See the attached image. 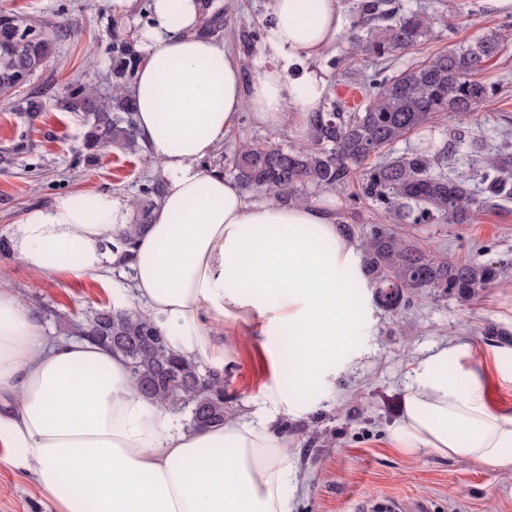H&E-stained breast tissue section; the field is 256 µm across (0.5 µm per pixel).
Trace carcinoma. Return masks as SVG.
<instances>
[{
  "mask_svg": "<svg viewBox=\"0 0 512 512\" xmlns=\"http://www.w3.org/2000/svg\"><path fill=\"white\" fill-rule=\"evenodd\" d=\"M203 25L199 34L211 36L224 27L223 10L214 0H200ZM428 17L411 12L380 29L352 30L346 37L354 55L384 60L421 44L428 36ZM64 24L38 25L15 13L0 10V94L9 96L24 87L51 55L55 44L67 39ZM497 34L477 43L439 53L425 63L389 76L379 68L364 76L367 105L361 112H343L331 102L308 116L309 141L282 148L247 141L234 157L230 174L245 189L294 199L302 189L342 190L357 184L354 201L411 224H469L476 205L496 206L512 200V155L500 151L477 159L485 168L483 200L472 197L461 177L436 171L448 158V148L431 135L396 156L371 164L369 159L385 147L405 141L445 112L460 117L474 111L498 91L495 82L477 78L485 63L500 49ZM142 53L135 41L112 43V94L97 96L73 85L64 107L80 116L86 127L84 148L89 155L118 149L136 155L143 151L135 113L126 90L133 81ZM166 189L159 180L141 184L132 204L134 223L113 235L106 244L119 255L117 265L132 272L130 251L135 235L151 223ZM365 262L379 302L400 307L409 295L438 288L460 299L487 288L498 268L481 261L438 258L416 244L379 227L363 244ZM65 320L80 337L120 353L137 377L141 391L176 412L189 411V426L219 425L227 418L224 379L186 359L171 345L154 322L138 311L115 307L91 310L83 320L49 311Z\"/></svg>",
  "mask_w": 512,
  "mask_h": 512,
  "instance_id": "1",
  "label": "carcinoma"
}]
</instances>
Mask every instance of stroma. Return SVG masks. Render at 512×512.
Masks as SVG:
<instances>
[{
	"label": "stroma",
	"mask_w": 512,
	"mask_h": 512,
	"mask_svg": "<svg viewBox=\"0 0 512 512\" xmlns=\"http://www.w3.org/2000/svg\"><path fill=\"white\" fill-rule=\"evenodd\" d=\"M386 10L425 12L435 21L422 44L388 62L398 73L439 52L465 47L492 33L503 35L501 51L487 62L483 80L499 83L501 92L466 118L447 114L433 122L438 144L449 145L443 171L463 174L471 191L481 188L482 168L467 159L472 139L489 151L512 145V0H382ZM224 9L219 38L241 58H250L263 43L271 0H215ZM0 9L28 20L66 22L72 36L56 45L26 87L0 95V235L11 234L24 213L67 194H101L132 200L144 180L156 176L146 154L103 150L88 157L84 127L78 116L57 102L70 85L81 84L101 94L112 91L108 77L112 36L135 37L146 24L149 0H130L121 13H103L96 0H0ZM374 57L350 58L346 40H338L307 68L327 84L326 100L343 111L365 107V96L350 99L357 80L370 72ZM44 95L45 112L28 116L20 105L27 93ZM306 121L278 131L257 126L242 111L236 129L205 162L231 169L241 139L282 147L307 140ZM350 189L336 191V218L354 225L364 240L378 223L369 205H352ZM391 232L417 242L436 255L476 258L494 263L500 272L490 288L467 301L427 289L410 295L403 307H377L376 323L346 347L336 373L319 388V411L292 416L289 395L288 337L283 330L254 323L243 330L224 327V401L232 416H270L288 437V457L296 486L293 512H356L365 498L393 499L403 506L427 501L430 512H512V471H496L468 459H449L421 449L397 448L392 433L403 411L404 381L419 360L453 341L481 349L512 342L498 320V295L512 287V202L476 207L470 224H405L392 220ZM129 275L112 269L107 281L88 276H44L14 256H0V284L12 288L30 306L44 304L69 314L102 306L135 308ZM0 447V512H54L33 476L6 460Z\"/></svg>",
	"instance_id": "35a3bbf8"
}]
</instances>
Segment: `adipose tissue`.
Returning a JSON list of instances; mask_svg holds the SVG:
<instances>
[{
    "label": "adipose tissue",
    "instance_id": "adipose-tissue-1",
    "mask_svg": "<svg viewBox=\"0 0 512 512\" xmlns=\"http://www.w3.org/2000/svg\"><path fill=\"white\" fill-rule=\"evenodd\" d=\"M342 0H272L246 61L198 36L197 0H150L130 88L140 140L171 181L137 237L132 297L187 359L223 372L225 323L287 329L294 393L315 392L376 321L362 253L333 201L249 199L205 157L242 110L277 130L319 111L326 82L292 67L336 43ZM252 80H244V70ZM127 222L109 195L58 197L16 224L14 253L44 274L105 277L103 244ZM512 383V343L448 344L407 376L399 447L512 470V410L491 408L489 372ZM286 438L266 420L190 428L145 397L125 358L87 339L51 342L0 285V447L15 449L55 512H292Z\"/></svg>",
    "mask_w": 512,
    "mask_h": 512
}]
</instances>
